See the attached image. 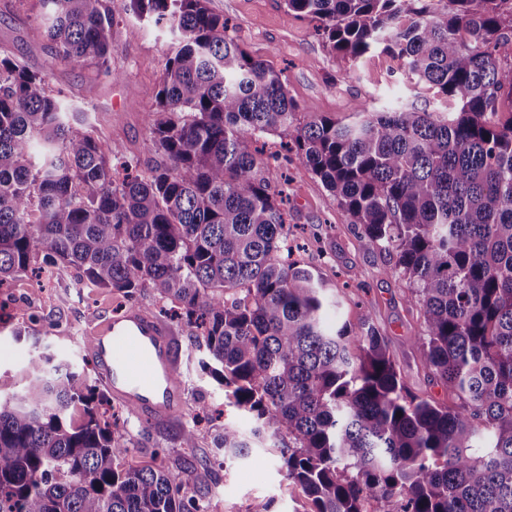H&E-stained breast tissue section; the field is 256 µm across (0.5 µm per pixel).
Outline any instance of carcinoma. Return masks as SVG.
Masks as SVG:
<instances>
[{"label": "carcinoma", "instance_id": "obj_1", "mask_svg": "<svg viewBox=\"0 0 512 512\" xmlns=\"http://www.w3.org/2000/svg\"><path fill=\"white\" fill-rule=\"evenodd\" d=\"M54 55L117 81L112 0H24ZM209 0H127L167 29L160 160L96 135L48 76L0 56V287L45 254L97 288H149L202 329V367L253 436L280 450L305 512H512V0H283L333 53L381 49L442 97L447 115L364 106L351 122L298 119L280 72L250 56ZM288 135L369 251L389 255L422 316L421 362L457 398L410 392L370 317L330 325L327 283L290 260L286 190L260 139ZM0 394V512H206L192 471L123 467L95 386L32 355ZM200 419L180 431L198 447ZM224 458L251 443L224 426Z\"/></svg>", "mask_w": 512, "mask_h": 512}]
</instances>
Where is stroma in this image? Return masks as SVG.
Instances as JSON below:
<instances>
[{"label": "stroma", "instance_id": "stroma-1", "mask_svg": "<svg viewBox=\"0 0 512 512\" xmlns=\"http://www.w3.org/2000/svg\"><path fill=\"white\" fill-rule=\"evenodd\" d=\"M123 4L124 0H112L111 69L121 73V81L57 60L20 0H0V52L48 74L67 100L85 106L102 140L121 154L138 158L146 169L155 154L144 115L155 108L172 40L165 30L126 13ZM209 7L224 16L231 34L251 56L281 71L302 111L346 122L360 106L379 109L395 96L421 111L447 110L443 99L410 80L386 53L376 50L356 58L331 53L314 23L289 11L281 0H209ZM287 142L277 133L261 139L267 175L287 188L288 222L298 246L295 259L321 274L342 298L332 320L356 324L372 318L410 391L448 403L446 387L424 367L412 343L420 333V312L405 282L392 272V259L361 245L357 228L336 197L301 160L280 164ZM37 263L39 272L0 288V391L9 392L18 384L27 359L38 350L84 369L93 384H100L95 364L84 360L88 332L101 318L131 305L158 315L159 299L148 289L127 299L88 285L73 268L53 259L41 257ZM17 329L23 332L18 340L13 337ZM171 329L178 338L185 414L217 410L221 416L204 425L194 448L181 446L180 421L150 426L130 417L124 426L131 448L126 464L191 465L209 485L207 512H250L263 501L270 502L272 512H306L309 503L302 489L288 484L280 452L269 440L254 439L247 459L225 461L218 447L225 426L248 434L256 423L229 405L223 389L204 373L202 339L194 329L177 323Z\"/></svg>", "mask_w": 512, "mask_h": 512}]
</instances>
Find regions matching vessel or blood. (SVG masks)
<instances>
[{
    "mask_svg": "<svg viewBox=\"0 0 512 512\" xmlns=\"http://www.w3.org/2000/svg\"><path fill=\"white\" fill-rule=\"evenodd\" d=\"M91 340L100 377L116 401L154 424L180 414L184 391L178 379V340L170 328L132 308L101 320Z\"/></svg>",
    "mask_w": 512,
    "mask_h": 512,
    "instance_id": "vessel-or-blood-1",
    "label": "vessel or blood"
}]
</instances>
